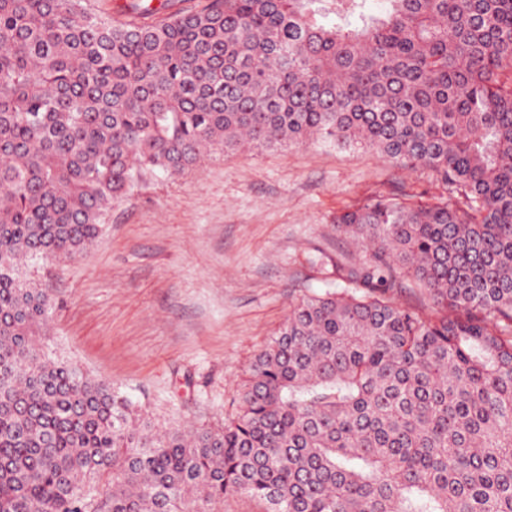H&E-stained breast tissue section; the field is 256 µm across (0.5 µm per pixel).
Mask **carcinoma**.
Returning <instances> with one entry per match:
<instances>
[{
	"label": "carcinoma",
	"instance_id": "obj_1",
	"mask_svg": "<svg viewBox=\"0 0 512 512\" xmlns=\"http://www.w3.org/2000/svg\"><path fill=\"white\" fill-rule=\"evenodd\" d=\"M317 2L0 0V512H512V0ZM315 141L446 196L336 216L365 291L292 302L224 425L158 429L49 355L27 262L91 246L143 171ZM403 275L434 314L389 298ZM92 8L112 18L113 22L123 23L134 20L137 14L134 13L132 4L138 0H91ZM213 512H266V505L254 498L246 496H230L214 507Z\"/></svg>",
	"mask_w": 512,
	"mask_h": 512
}]
</instances>
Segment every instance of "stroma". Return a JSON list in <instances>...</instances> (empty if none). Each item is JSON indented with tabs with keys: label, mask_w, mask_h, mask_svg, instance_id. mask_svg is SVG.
<instances>
[{
	"label": "stroma",
	"mask_w": 512,
	"mask_h": 512,
	"mask_svg": "<svg viewBox=\"0 0 512 512\" xmlns=\"http://www.w3.org/2000/svg\"><path fill=\"white\" fill-rule=\"evenodd\" d=\"M438 192L424 170L325 143L215 151L183 176L146 173L89 249L29 265L55 299L49 350L159 428L221 424L291 302L348 287L367 264L337 213Z\"/></svg>",
	"instance_id": "1"
}]
</instances>
